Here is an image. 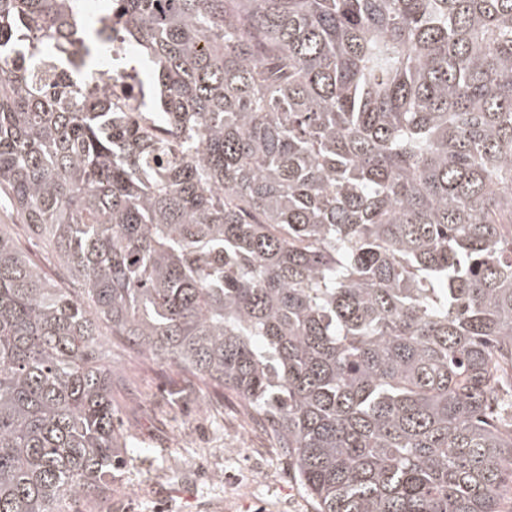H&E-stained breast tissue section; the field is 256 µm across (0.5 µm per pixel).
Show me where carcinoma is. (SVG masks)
<instances>
[{
    "label": "carcinoma",
    "mask_w": 512,
    "mask_h": 512,
    "mask_svg": "<svg viewBox=\"0 0 512 512\" xmlns=\"http://www.w3.org/2000/svg\"><path fill=\"white\" fill-rule=\"evenodd\" d=\"M0 0V512L112 493L110 346L239 395L315 512L512 493V0H117L163 107ZM107 327L112 342L103 338ZM0 224H9L8 233L13 238V242L17 248L26 253L34 261L45 265L47 272L56 281L65 283L69 288H71L68 282L62 278L59 271L47 263L46 257L48 256V247L46 242L31 236L23 225L13 224L10 208L2 203L0 207Z\"/></svg>",
    "instance_id": "cac0c4a2"
}]
</instances>
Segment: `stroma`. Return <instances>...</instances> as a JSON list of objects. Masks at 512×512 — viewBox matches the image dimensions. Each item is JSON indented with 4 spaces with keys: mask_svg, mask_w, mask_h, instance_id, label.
Here are the masks:
<instances>
[{
    "mask_svg": "<svg viewBox=\"0 0 512 512\" xmlns=\"http://www.w3.org/2000/svg\"><path fill=\"white\" fill-rule=\"evenodd\" d=\"M112 369L126 463L111 496L80 512H314L233 392L120 351Z\"/></svg>",
    "mask_w": 512,
    "mask_h": 512,
    "instance_id": "35a3bbf8",
    "label": "stroma"
}]
</instances>
